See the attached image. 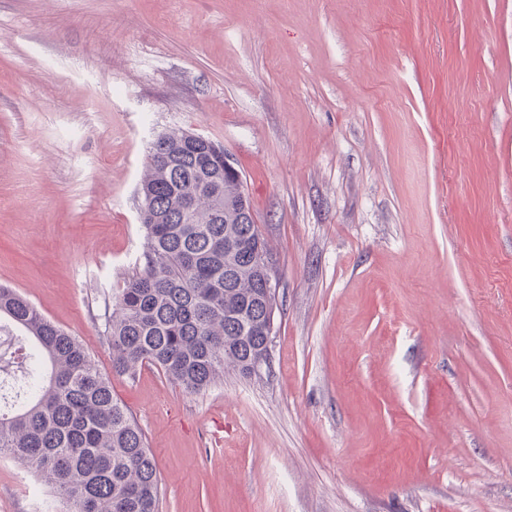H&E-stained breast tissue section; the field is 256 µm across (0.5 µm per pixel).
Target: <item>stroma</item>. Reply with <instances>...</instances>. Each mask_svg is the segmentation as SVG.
I'll use <instances>...</instances> for the list:
<instances>
[{
	"instance_id": "stroma-1",
	"label": "stroma",
	"mask_w": 512,
	"mask_h": 512,
	"mask_svg": "<svg viewBox=\"0 0 512 512\" xmlns=\"http://www.w3.org/2000/svg\"><path fill=\"white\" fill-rule=\"evenodd\" d=\"M236 160L269 358L114 374L156 135ZM0 284L140 426L157 512H512V0H0ZM0 458V512L46 498Z\"/></svg>"
}]
</instances>
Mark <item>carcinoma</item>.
<instances>
[{
	"instance_id": "carcinoma-1",
	"label": "carcinoma",
	"mask_w": 512,
	"mask_h": 512,
	"mask_svg": "<svg viewBox=\"0 0 512 512\" xmlns=\"http://www.w3.org/2000/svg\"><path fill=\"white\" fill-rule=\"evenodd\" d=\"M144 250L104 313L112 370L145 365L187 393L230 366L269 356L275 296L253 261L274 255L244 207L224 148L190 132L151 143L141 183ZM0 455L26 464L68 512H156L160 483L145 436L83 345L25 296L0 286Z\"/></svg>"
}]
</instances>
